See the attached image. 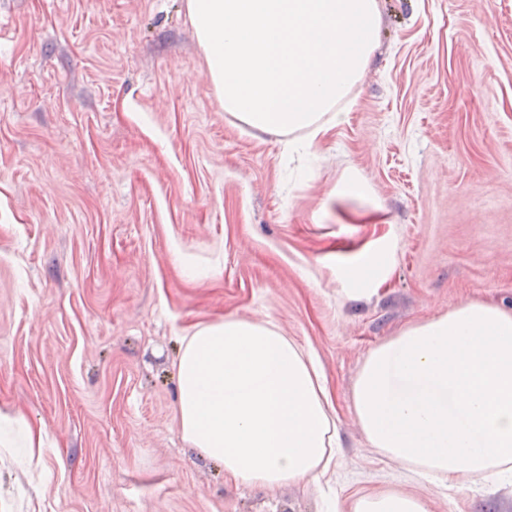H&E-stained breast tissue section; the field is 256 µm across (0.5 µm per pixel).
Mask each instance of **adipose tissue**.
I'll use <instances>...</instances> for the list:
<instances>
[{"mask_svg":"<svg viewBox=\"0 0 512 512\" xmlns=\"http://www.w3.org/2000/svg\"><path fill=\"white\" fill-rule=\"evenodd\" d=\"M184 441L251 485L314 478L336 444L313 360L272 325L234 318L198 330L177 362ZM351 512H429L397 491L356 498Z\"/></svg>","mask_w":512,"mask_h":512,"instance_id":"1","label":"adipose tissue"}]
</instances>
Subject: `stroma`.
Masks as SVG:
<instances>
[{"label":"stroma","instance_id":"stroma-1","mask_svg":"<svg viewBox=\"0 0 512 512\" xmlns=\"http://www.w3.org/2000/svg\"><path fill=\"white\" fill-rule=\"evenodd\" d=\"M378 2L343 121L292 157L225 112L186 0H0V512H512V482L441 486L354 410L404 329L512 312V0ZM228 317L318 363L317 479L251 487L184 444L183 339ZM351 512H429V507L421 498L391 491L356 498L352 503Z\"/></svg>","mask_w":512,"mask_h":512}]
</instances>
